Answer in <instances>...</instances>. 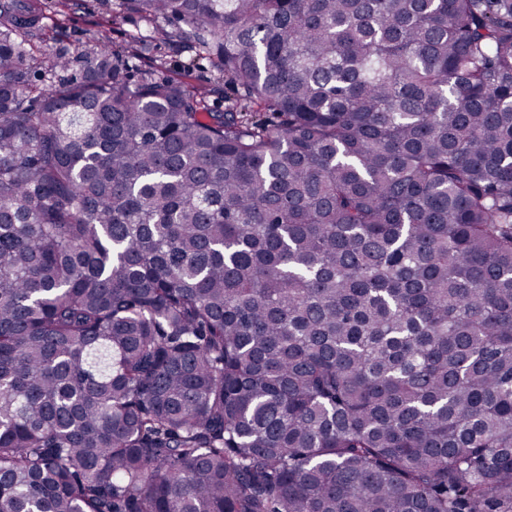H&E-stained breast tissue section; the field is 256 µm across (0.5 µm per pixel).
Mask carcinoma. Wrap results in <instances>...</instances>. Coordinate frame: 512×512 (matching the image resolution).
<instances>
[{
  "label": "carcinoma",
  "mask_w": 512,
  "mask_h": 512,
  "mask_svg": "<svg viewBox=\"0 0 512 512\" xmlns=\"http://www.w3.org/2000/svg\"><path fill=\"white\" fill-rule=\"evenodd\" d=\"M119 2L0 0V512H512V0ZM58 1L66 19L58 21L61 17L52 2L53 8L41 23V38L31 43L33 55L39 58L49 57L64 46L92 41L101 32L107 34L114 48L125 47L130 34L148 29L140 18L119 13L117 0ZM153 55L163 62L164 74L176 76L182 73V66L191 60L190 76L186 79L190 87L200 88L212 86L218 89L212 99L217 98L215 105L219 110H224V79L219 80L218 73L214 67L215 59L208 55L195 56L194 52L180 50L175 45L159 43Z\"/></svg>",
  "instance_id": "cac0c4a2"
}]
</instances>
